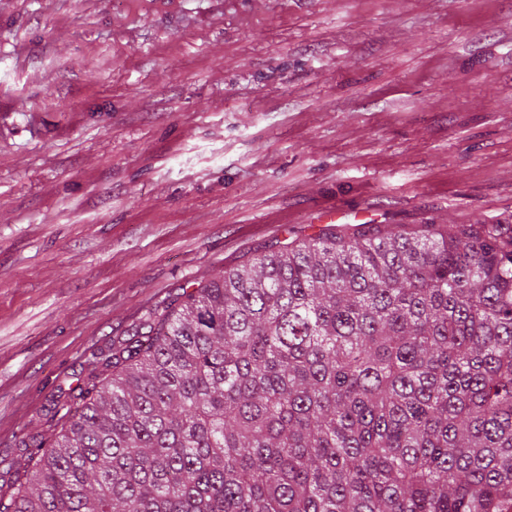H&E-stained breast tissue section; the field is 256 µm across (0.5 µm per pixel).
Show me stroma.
I'll list each match as a JSON object with an SVG mask.
<instances>
[{
    "label": "stroma",
    "instance_id": "obj_1",
    "mask_svg": "<svg viewBox=\"0 0 512 512\" xmlns=\"http://www.w3.org/2000/svg\"><path fill=\"white\" fill-rule=\"evenodd\" d=\"M330 208L512 225V0H0V484L102 352Z\"/></svg>",
    "mask_w": 512,
    "mask_h": 512
}]
</instances>
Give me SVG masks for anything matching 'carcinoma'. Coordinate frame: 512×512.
I'll use <instances>...</instances> for the list:
<instances>
[{
    "label": "carcinoma",
    "instance_id": "carcinoma-1",
    "mask_svg": "<svg viewBox=\"0 0 512 512\" xmlns=\"http://www.w3.org/2000/svg\"><path fill=\"white\" fill-rule=\"evenodd\" d=\"M0 512H512V231L363 224L171 300Z\"/></svg>",
    "mask_w": 512,
    "mask_h": 512
}]
</instances>
